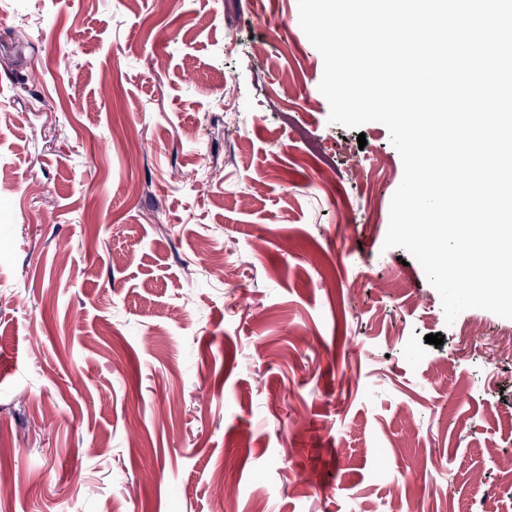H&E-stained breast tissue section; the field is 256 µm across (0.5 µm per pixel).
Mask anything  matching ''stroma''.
Listing matches in <instances>:
<instances>
[{
	"mask_svg": "<svg viewBox=\"0 0 512 512\" xmlns=\"http://www.w3.org/2000/svg\"><path fill=\"white\" fill-rule=\"evenodd\" d=\"M323 68L297 0H0L9 512H512V357L459 336L512 319L384 248L401 157Z\"/></svg>",
	"mask_w": 512,
	"mask_h": 512,
	"instance_id": "stroma-1",
	"label": "stroma"
}]
</instances>
